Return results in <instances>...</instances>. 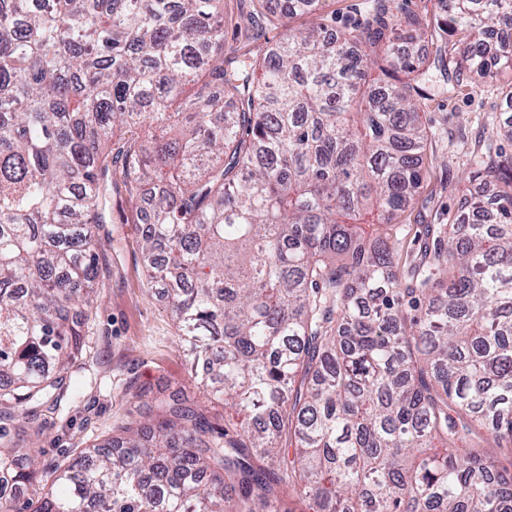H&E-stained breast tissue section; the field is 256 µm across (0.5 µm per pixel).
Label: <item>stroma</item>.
<instances>
[{
    "instance_id": "1",
    "label": "stroma",
    "mask_w": 512,
    "mask_h": 512,
    "mask_svg": "<svg viewBox=\"0 0 512 512\" xmlns=\"http://www.w3.org/2000/svg\"><path fill=\"white\" fill-rule=\"evenodd\" d=\"M511 87L512 73L506 71L498 86L468 84L428 101L422 114L433 133L427 145L428 176L419 197L399 219L404 228L399 265L417 253L427 225L456 211L464 195L477 190L475 164L468 155L471 141L490 140L512 154V141L501 137L498 127L502 97ZM106 200V221L97 228L103 250L97 303L84 327V355L91 363L87 385L80 398L44 416L40 434L21 431L15 436L19 447L31 449L46 470L69 462L77 449L111 437L116 426L138 419L146 410L134 397L139 389L204 399L191 379L171 312L152 288L124 188H109Z\"/></svg>"
}]
</instances>
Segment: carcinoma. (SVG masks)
Returning <instances> with one entry per match:
<instances>
[{
    "instance_id": "cac0c4a2",
    "label": "carcinoma",
    "mask_w": 512,
    "mask_h": 512,
    "mask_svg": "<svg viewBox=\"0 0 512 512\" xmlns=\"http://www.w3.org/2000/svg\"><path fill=\"white\" fill-rule=\"evenodd\" d=\"M248 2L226 50L224 0H0V512H512V156L475 154L494 223L450 213L397 263L430 70L497 83L512 0H361L340 29ZM117 180L191 376L241 420L160 398L47 486L11 429L77 391ZM434 5H432V3ZM452 0H396L394 6H397L399 9L403 8L404 10L415 12L420 15H425L426 9H428V16H432L433 11H450L453 7ZM426 6V7H425Z\"/></svg>"
}]
</instances>
